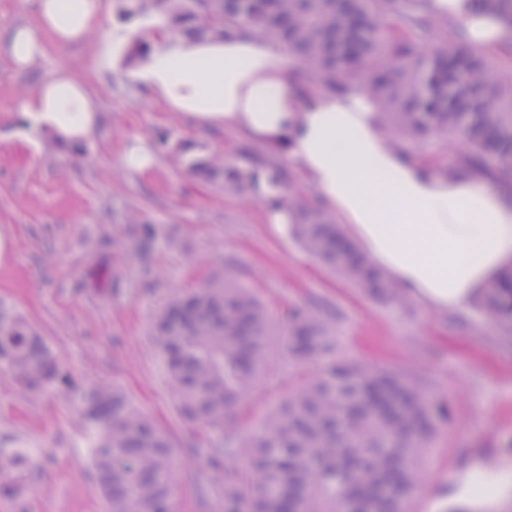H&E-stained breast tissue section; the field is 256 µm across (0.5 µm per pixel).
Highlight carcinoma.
<instances>
[{"instance_id": "1", "label": "carcinoma", "mask_w": 512, "mask_h": 512, "mask_svg": "<svg viewBox=\"0 0 512 512\" xmlns=\"http://www.w3.org/2000/svg\"><path fill=\"white\" fill-rule=\"evenodd\" d=\"M127 17L160 18L164 37L224 40L249 31L285 48L308 83L322 92L364 89L382 114L389 141L420 147L457 143L455 163L421 160L443 174L462 163L512 188V0H475L507 31L494 49L474 46L425 9L428 0H132ZM204 178L239 194L236 166L199 158ZM299 244L368 297L408 305V298L343 233L336 216L289 196ZM155 231L143 224L131 247L148 250ZM484 323L512 335V269L489 284L479 304ZM155 339L167 361L180 417L224 431V423L265 375L273 349L298 364L335 354L336 314L323 304L293 305L277 320L256 291L232 274L166 303ZM0 361L37 397L65 394L86 424L92 466L108 512H171L176 474L169 434L112 384L74 387L41 336L0 310ZM445 406L417 379L383 367L338 360L288 393L258 436H231L206 449L215 470L225 457L224 512H405ZM40 459L22 442L0 448V498L18 502Z\"/></svg>"}]
</instances>
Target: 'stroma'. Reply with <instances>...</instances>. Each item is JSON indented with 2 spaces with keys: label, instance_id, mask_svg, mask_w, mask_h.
<instances>
[{
  "label": "stroma",
  "instance_id": "obj_1",
  "mask_svg": "<svg viewBox=\"0 0 512 512\" xmlns=\"http://www.w3.org/2000/svg\"><path fill=\"white\" fill-rule=\"evenodd\" d=\"M101 29L84 47L48 44L38 73L12 67L0 42V308L44 337L62 368L82 385L122 387L171 436L176 450L174 512H224L213 473L199 451L223 435L177 412L169 373L151 324L166 302L233 268L274 314L293 304L329 302L337 312L343 356L420 377L448 406L426 464L423 512H512V340L487 327L476 307L436 312L418 302L384 305L320 266L289 225L272 224L252 192L230 197L190 170L217 155L249 167L246 142L231 129L197 127L129 81L128 63L103 64L99 48L116 25L124 41L159 42L148 19H122L126 0H107ZM67 66L101 106L102 130L60 144L23 120L20 101L38 77ZM149 144L156 160L130 174L124 151ZM150 224L149 252L131 248L137 225ZM232 422L255 435L268 408L304 381L277 355ZM84 425L61 393L24 394L0 364V441L17 438L47 457L23 502L27 512H105L87 455L76 443ZM498 486L470 499L474 473Z\"/></svg>",
  "mask_w": 512,
  "mask_h": 512
}]
</instances>
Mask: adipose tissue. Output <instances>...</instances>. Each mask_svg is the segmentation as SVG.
Segmentation results:
<instances>
[{
  "instance_id": "1",
  "label": "adipose tissue",
  "mask_w": 512,
  "mask_h": 512,
  "mask_svg": "<svg viewBox=\"0 0 512 512\" xmlns=\"http://www.w3.org/2000/svg\"><path fill=\"white\" fill-rule=\"evenodd\" d=\"M429 8L477 45L494 46L505 36L499 22L479 15L474 0H429ZM104 11L103 0H36L35 24L5 33L15 70L36 71L47 41L64 48L90 41ZM130 79L200 128H231L248 142L282 151L376 264L428 308L464 311L512 268V191L465 168L446 177L405 157L388 144L380 112L363 90H313L265 38L176 39L151 53ZM19 110L66 143L99 130L96 99L65 68L40 79Z\"/></svg>"
}]
</instances>
